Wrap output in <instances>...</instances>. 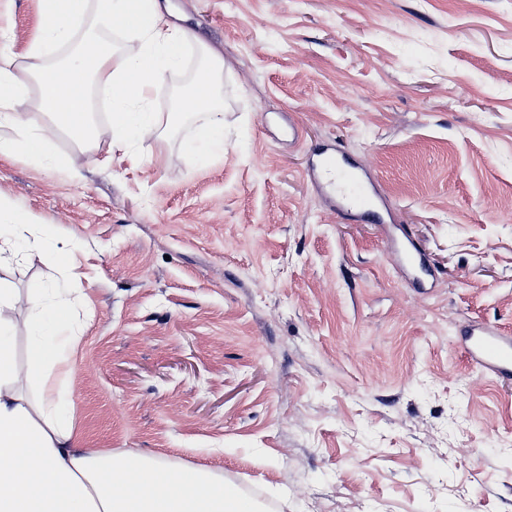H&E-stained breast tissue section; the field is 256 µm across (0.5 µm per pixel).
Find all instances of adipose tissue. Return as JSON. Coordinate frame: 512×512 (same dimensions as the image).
<instances>
[{
  "mask_svg": "<svg viewBox=\"0 0 512 512\" xmlns=\"http://www.w3.org/2000/svg\"><path fill=\"white\" fill-rule=\"evenodd\" d=\"M161 0H38L32 33L21 53L8 51L13 36L0 25V158L24 154L70 175L75 158L51 152L60 138L77 145L95 136L90 92L111 105L112 137L120 144L158 139L177 115L200 122L187 148L201 158L223 153L224 113L218 96L224 57L203 45V66L178 113L152 111L151 97L177 69L192 39L169 18ZM128 44L116 52L109 36ZM74 45L63 66L46 64L51 50ZM30 217L0 205V229L47 265L56 249L37 239ZM17 297L0 285V512H254L251 502L198 470H175L134 454L90 448L76 431L68 402L33 408L17 392L21 380H37L62 362L61 337L70 335V315L41 310L39 294L28 297V332L34 343L25 365L15 359L12 329Z\"/></svg>",
  "mask_w": 512,
  "mask_h": 512,
  "instance_id": "1",
  "label": "adipose tissue"
}]
</instances>
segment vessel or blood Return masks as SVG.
Here are the masks:
<instances>
[{
    "label": "vessel or blood",
    "instance_id": "1",
    "mask_svg": "<svg viewBox=\"0 0 512 512\" xmlns=\"http://www.w3.org/2000/svg\"><path fill=\"white\" fill-rule=\"evenodd\" d=\"M312 181L320 184L343 217L362 220L376 216V200L369 190L374 179L350 162L337 148L322 147L313 153L309 166ZM465 351L478 364L502 380H512V336L488 328L465 330Z\"/></svg>",
    "mask_w": 512,
    "mask_h": 512
}]
</instances>
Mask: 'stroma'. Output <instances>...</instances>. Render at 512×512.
<instances>
[{
  "label": "stroma",
  "instance_id": "1",
  "mask_svg": "<svg viewBox=\"0 0 512 512\" xmlns=\"http://www.w3.org/2000/svg\"><path fill=\"white\" fill-rule=\"evenodd\" d=\"M224 56V151L95 140L73 180L0 160V203L60 253L0 283L71 306L47 387L92 448L197 469L258 512H512V383L461 348L512 335V0H169ZM336 144L389 213L306 178ZM411 238L426 267L403 263ZM44 387V388H47ZM43 387L21 392L45 407Z\"/></svg>",
  "mask_w": 512,
  "mask_h": 512
}]
</instances>
